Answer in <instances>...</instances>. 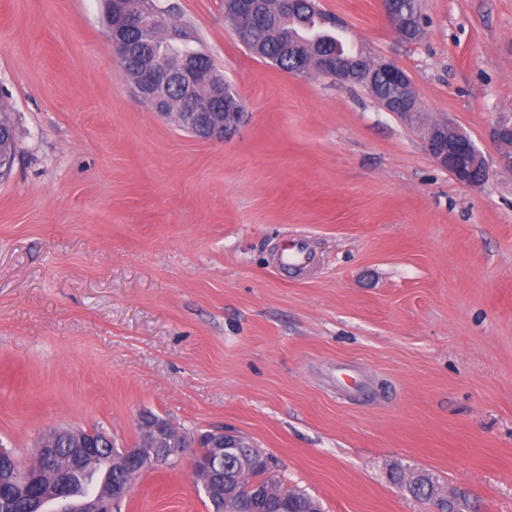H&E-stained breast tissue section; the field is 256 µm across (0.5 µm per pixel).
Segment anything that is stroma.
Segmentation results:
<instances>
[{
	"instance_id": "obj_1",
	"label": "stroma",
	"mask_w": 512,
	"mask_h": 512,
	"mask_svg": "<svg viewBox=\"0 0 512 512\" xmlns=\"http://www.w3.org/2000/svg\"><path fill=\"white\" fill-rule=\"evenodd\" d=\"M410 77L426 120L487 160L478 187L426 128L364 87L251 54L224 0H159L241 97L223 142L141 101L103 0H0V98L18 151L0 177V445L151 412L234 431L322 512H512V0H422L407 43L379 0H319ZM305 235L314 270L272 267ZM114 512H210L190 459L136 478ZM492 137L499 148V163L502 167L512 169V119L499 121L492 131ZM426 144L432 157L459 184L478 187L484 183L487 175L485 157L463 129L444 121L431 123L427 128ZM478 170L485 173L483 178L476 176Z\"/></svg>"
}]
</instances>
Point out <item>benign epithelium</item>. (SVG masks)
<instances>
[{"instance_id":"benign-epithelium-1","label":"benign epithelium","mask_w":512,"mask_h":512,"mask_svg":"<svg viewBox=\"0 0 512 512\" xmlns=\"http://www.w3.org/2000/svg\"><path fill=\"white\" fill-rule=\"evenodd\" d=\"M261 4L263 0L224 2V13L232 16L234 33L243 44L255 40L253 18ZM380 6L385 19L397 34L410 27L413 36L407 41L421 38L422 30L408 24V19L393 11L389 0H380ZM161 28L165 29L168 44H186L183 31L167 24V15L159 10L155 0H141L139 11H125L121 25L108 26V37L120 55L140 58L139 70L131 73L130 80L138 96L158 115L171 116V92L176 90L181 100V108L176 113L178 123L199 139L212 142L224 140V136L239 125V103L235 94L214 81L210 70L203 66L195 52H187L179 68H169L163 55L152 48L155 32ZM320 69L336 71V81L341 83L357 84L372 78V73L362 66L342 62L338 58L318 55L309 62L301 59L297 64V73L303 77ZM375 70L385 75L394 87L408 90L406 95L381 100V106L388 112L398 110L400 115L408 119L420 120L416 95L407 74L394 63L383 60L375 61ZM202 84L212 86L210 100L205 103L197 98V89ZM492 137L499 148L500 165L512 169V119L499 121L493 127ZM426 144L432 157L459 184L478 187L484 183L476 172L487 171L485 157L463 129L444 121L434 122L427 128ZM139 427L141 435L138 440L130 446L113 450L111 455V468L123 472L125 477L115 479L109 475L97 481L90 492L73 496L68 479L70 469L82 468L96 460L97 446L105 444L110 447L114 441L103 430H53L39 439L35 456L44 464L53 463L56 449L63 441L72 450L69 466L37 484L28 479L12 483L4 489L5 496L20 499L34 497L33 512H47L51 504L67 506V512H111L112 503L130 494L134 480L142 471L179 459L190 452L194 454V477L198 489L211 503L221 505L219 512H224V500L235 497L243 481V477L236 474L224 476V457L234 454L238 438L222 429L203 435L192 434L148 414L140 416ZM203 437L210 443V454L206 458L197 455L199 440Z\"/></svg>"}]
</instances>
